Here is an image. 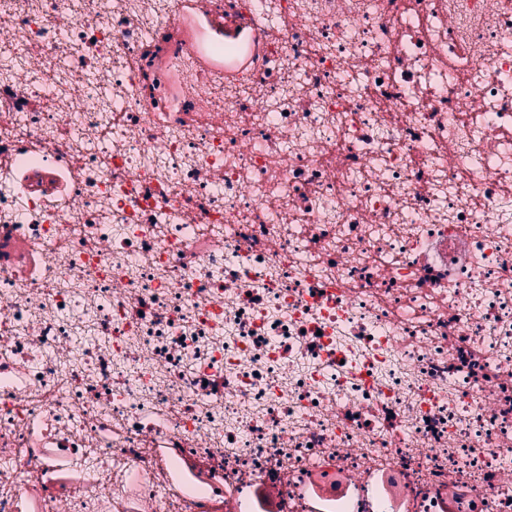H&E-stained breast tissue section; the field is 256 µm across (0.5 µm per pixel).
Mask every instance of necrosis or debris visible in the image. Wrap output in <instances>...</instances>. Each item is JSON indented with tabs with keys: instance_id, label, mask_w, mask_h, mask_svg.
I'll list each match as a JSON object with an SVG mask.
<instances>
[{
	"instance_id": "1",
	"label": "necrosis or debris",
	"mask_w": 512,
	"mask_h": 512,
	"mask_svg": "<svg viewBox=\"0 0 512 512\" xmlns=\"http://www.w3.org/2000/svg\"><path fill=\"white\" fill-rule=\"evenodd\" d=\"M0 512H512V0H0Z\"/></svg>"
}]
</instances>
